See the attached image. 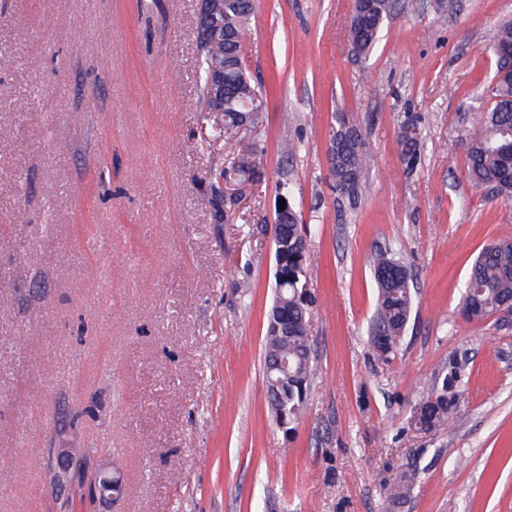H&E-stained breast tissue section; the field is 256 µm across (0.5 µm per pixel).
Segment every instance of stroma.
<instances>
[{
    "label": "stroma",
    "instance_id": "1",
    "mask_svg": "<svg viewBox=\"0 0 512 512\" xmlns=\"http://www.w3.org/2000/svg\"><path fill=\"white\" fill-rule=\"evenodd\" d=\"M353 4L255 0L264 109L225 134L198 102L197 0H0V512H49L36 451L63 443L122 479L99 512H512V318L459 312L475 256L512 238V198L466 177L512 0H398L362 62ZM341 113L372 157L354 210L327 162ZM245 153L265 176L230 181L237 201L215 215L209 175ZM286 183L311 230L317 364L289 434L262 370ZM380 247L417 285L386 365L367 350ZM455 359L451 423L415 430ZM405 469L414 488L390 507ZM399 141L402 144V162L408 170L413 171L421 163L420 129L416 118L409 117L400 125ZM407 143H411L408 152L404 147Z\"/></svg>",
    "mask_w": 512,
    "mask_h": 512
}]
</instances>
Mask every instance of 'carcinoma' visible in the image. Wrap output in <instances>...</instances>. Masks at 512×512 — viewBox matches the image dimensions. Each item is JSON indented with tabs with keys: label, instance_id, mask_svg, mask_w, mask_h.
<instances>
[{
	"label": "carcinoma",
	"instance_id": "obj_1",
	"mask_svg": "<svg viewBox=\"0 0 512 512\" xmlns=\"http://www.w3.org/2000/svg\"><path fill=\"white\" fill-rule=\"evenodd\" d=\"M395 0H355L348 30L352 56L365 59L377 44ZM209 13L224 23L223 32L209 43L196 42L200 56V101L211 94L212 68L224 62V128L253 124L257 116L247 106L263 100L262 87L255 84L246 66L245 28L254 15L253 0H207ZM512 51V22L498 28L493 52L496 57ZM493 103L483 122L471 135L466 156L467 179L475 189L491 187L512 195V79L495 78ZM330 141H344L347 151L330 167L336 191L354 204L361 194L371 167L362 126L343 119L332 129ZM401 159L410 171L421 163L418 120L409 117L400 125ZM245 180L258 181L262 173L250 160L239 158L233 165ZM224 173L210 174L204 203L216 212L225 208L220 181ZM288 233L274 238L275 289L264 338L263 367L267 402L276 423L290 430L301 416L315 376L316 355L310 336L311 298L308 290L307 235L298 223L297 212L276 215ZM377 285V305L368 331L373 357L387 363L394 356L410 323L414 300L409 268L396 259L391 249H377L370 261ZM512 300V239H499L483 247L464 283L461 309L471 323L481 324ZM462 366L448 365V372L413 408L409 424L419 430L444 425L455 413L461 398ZM413 475L402 472L393 483L389 500L398 503L410 494Z\"/></svg>",
	"mask_w": 512,
	"mask_h": 512
}]
</instances>
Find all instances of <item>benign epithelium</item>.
<instances>
[{
	"mask_svg": "<svg viewBox=\"0 0 512 512\" xmlns=\"http://www.w3.org/2000/svg\"><path fill=\"white\" fill-rule=\"evenodd\" d=\"M48 453V481L57 489L51 512H96V503L122 495L119 478L85 449L59 446Z\"/></svg>",
	"mask_w": 512,
	"mask_h": 512,
	"instance_id": "obj_1",
	"label": "benign epithelium"
}]
</instances>
